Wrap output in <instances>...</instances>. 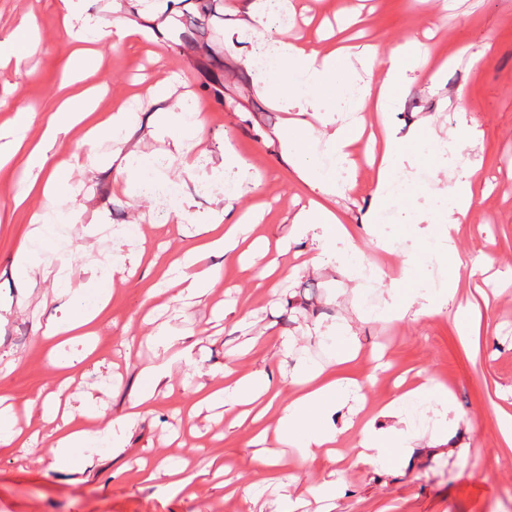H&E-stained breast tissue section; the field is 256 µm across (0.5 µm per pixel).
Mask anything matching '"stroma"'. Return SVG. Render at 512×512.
I'll list each match as a JSON object with an SVG mask.
<instances>
[{"label":"stroma","instance_id":"obj_1","mask_svg":"<svg viewBox=\"0 0 512 512\" xmlns=\"http://www.w3.org/2000/svg\"><path fill=\"white\" fill-rule=\"evenodd\" d=\"M237 2L217 0L215 16L200 22L194 43L178 49L170 42L174 15L152 19L141 0H85V11L107 20L118 12L141 28L135 40L120 45L108 35L97 39L98 55L89 71L92 80L106 85L100 111L125 103L135 113L133 141L142 166L165 159L159 178L181 184L183 164L172 155L173 134L157 127L160 105L148 93L169 71L182 104L206 115L202 150L212 156L230 151L251 163L259 189L236 201L235 208H263L253 236L272 242L287 237L291 217L310 190L289 164L279 135L287 114L261 93L248 66L257 40L288 38L324 52L329 45L320 41L312 15L328 16L340 29L357 9L365 17L366 42L383 58L407 38L426 37L429 21H436L438 29L428 39L435 55L448 60L441 82L430 85L424 66L407 72L398 106L383 116L387 131L399 137L423 122L436 132L428 150L404 171L408 178L424 173V180L409 194L375 207L374 171L360 147L353 154L357 189L327 200L353 227L366 262L387 271L416 256L429 287L437 289L443 242L431 239L429 251L413 254L400 234L438 222V189L480 167L488 184L474 186V206L454 238L459 290L440 315L394 319L388 311L389 280L359 288L340 264L306 266L318 245L309 233L280 256L286 279L279 286L257 278L247 262L228 258L222 278L199 303L187 306L171 294L154 295L170 261L195 244L209 195L199 192V183L190 184L195 223L158 220L152 200L137 194L135 181L126 180L113 163L120 144L104 139L92 154L78 155V132L60 136L53 147L56 176L75 197L58 199L55 208L64 215L78 211L81 219L56 225L39 250L40 270L29 279L16 275L13 258L31 246L37 230L29 216L45 201L33 197L15 206L23 160L0 173V360L16 364L0 378V405L14 412L25 433L41 434L47 429L41 419L44 400L67 401L78 419L98 410L114 419L144 388L145 366H165L167 384L157 391L151 410L125 432L122 447L82 449L72 467H55L54 450L43 440L24 457L0 447V512H277L284 493L304 494L330 480L340 488L334 512H512V452L501 450L497 434L500 409L512 411V0H289L294 24L264 29L259 38L230 32ZM26 15L35 17L42 39L21 67L0 69V126L19 106L41 115L51 112L55 91L70 69L62 0H0V34ZM158 55L165 69L155 65ZM214 79L224 84L222 96L204 89ZM374 216L393 244L392 253L380 251L364 229ZM131 224L141 227L144 254L115 273L111 303L92 335L60 348L61 361L72 364L74 382L59 390L46 367L48 345L39 327L50 317H71L77 304L57 298L50 272L65 269L74 285H86L95 268L112 265L108 227ZM470 302L479 305L485 326L475 351L461 343L452 319L457 307ZM343 321L352 324L361 349L347 374L362 388L333 410L329 424L342 426L358 407L370 410L387 402L403 378L411 385L450 389L446 442L421 436L388 468L306 459L292 450L284 466L272 472L254 461L251 433L238 423L237 405L206 408L187 418L198 384L210 383L224 366L276 381L281 372L327 361L330 331ZM159 324L169 329L162 341L152 336ZM252 337L257 343L251 347ZM77 354L82 362L72 363ZM143 459L174 464L186 459L195 475L211 460L222 461L233 479L251 489L253 501L225 500L223 488L209 479L196 480L195 498L170 497L161 486L137 481L135 469Z\"/></svg>","mask_w":512,"mask_h":512}]
</instances>
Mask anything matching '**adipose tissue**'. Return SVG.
<instances>
[{
	"label": "adipose tissue",
	"instance_id": "1",
	"mask_svg": "<svg viewBox=\"0 0 512 512\" xmlns=\"http://www.w3.org/2000/svg\"><path fill=\"white\" fill-rule=\"evenodd\" d=\"M64 18L76 23L84 30V37L76 39L70 49L74 69L67 74L59 87L58 106L46 117L40 141L29 138V131L36 119L35 112L28 108H17L8 128H0V168L10 166L17 155L25 157L23 188L18 200H25L31 193L59 196L64 188L57 181L52 169V149L58 137L78 128L82 131L81 142L91 145L109 138L128 142L131 138V119L128 111L117 108L110 112L99 109L101 97L96 87L87 85L88 63L95 50L88 39L100 26L98 18L85 13L80 0H64ZM38 45L37 27L32 17H22L12 32L0 39V67L21 66L29 53ZM431 54L430 45L407 40L393 46L386 59H378L373 48L349 53L344 46L319 53L306 51L294 42H278L274 59L261 79L263 87L271 89L283 111L289 112L284 133L288 138L289 157L294 161L300 179L311 189L312 196L293 218L296 235H303L312 229H319L320 246L309 259L313 268H321L336 262L359 266L361 252L353 243L352 230L342 224L339 216L325 203L326 195L336 187L338 176L350 164V155L361 141V132L345 126L317 136L312 132L306 115L318 111L317 92L326 77H333L337 88L348 86L354 76V64L371 69L381 66V78L367 82L361 89L357 103L363 112H387L395 104L401 83L407 70L418 65ZM159 122L167 129L177 131L173 149L184 159V173L188 180H195L196 165L189 162L193 151L191 143L180 138V131L200 129L205 118L200 110L190 112L174 111L168 108L158 112ZM424 141L423 128H416L411 134L398 138L382 134L379 149L380 161L375 172L373 196L383 201L391 196L393 185L404 170V162L417 155ZM224 162L238 167L240 180L233 192L212 198V207L197 243L173 264L169 277L164 282L165 291L175 296H194L207 292L220 277V266H203L204 258L223 256L237 249L240 243H247L244 228L233 214L235 200L255 192L259 182L251 173V163L236 154H223ZM482 172L473 168L463 172L453 187L447 190L442 200V220L437 235L453 240L455 230L471 210L474 202L472 187L480 183ZM251 253L266 257V265L259 270V278L265 279L279 267L276 258L271 257L267 246L247 243ZM426 274L413 261H405L399 267L393 280L391 298L396 305L395 318H403L411 308H418L420 315L440 314L447 298L453 297L458 287V276H450L442 288L426 287ZM111 295L108 288L99 289L90 309L78 318L63 324L48 319L41 335L44 339L56 336H81L92 327L108 308ZM334 342L331 346L332 362L326 366L308 365L302 370L284 373L279 384H287L292 391L289 402L279 399V384L267 379L235 375L232 368H225L220 381L209 387L200 388L190 414H197L202 408L222 402L225 395H232L237 404L248 405L263 400L264 405L250 421L253 432L252 443L256 445L255 461L258 466L270 469L278 466L279 457L275 448L266 445L267 439L277 444L294 445L305 457L334 453L342 434L340 428L320 424L319 418L331 408L332 402L342 401L352 384L343 377L342 371L348 361L354 359L351 349L352 328L341 323L332 331ZM434 401L442 410H449L452 399L447 388L441 385L420 386L399 391L388 403L376 408L373 417L358 431V446L353 457L354 463H374L387 466L394 463L419 434L416 411L427 401ZM59 405L52 401L42 404V417L49 424L48 438L55 448V464L67 467L72 452L77 448L92 445L97 431L82 429L74 422L60 418ZM380 418L393 419V426L377 427Z\"/></svg>",
	"mask_w": 512,
	"mask_h": 512
}]
</instances>
